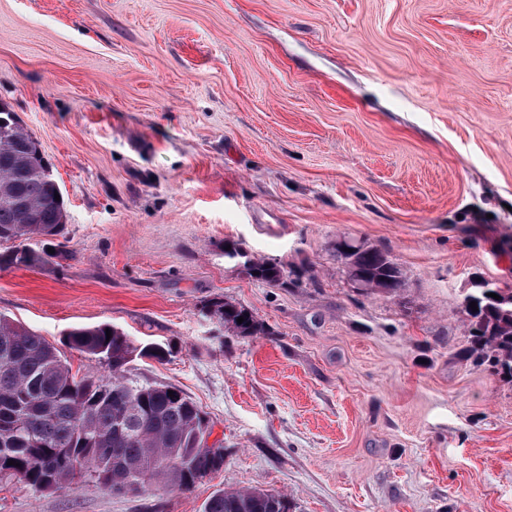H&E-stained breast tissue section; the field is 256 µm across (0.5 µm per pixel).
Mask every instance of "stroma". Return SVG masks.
I'll return each instance as SVG.
<instances>
[{
    "mask_svg": "<svg viewBox=\"0 0 512 512\" xmlns=\"http://www.w3.org/2000/svg\"><path fill=\"white\" fill-rule=\"evenodd\" d=\"M0 100L62 190L60 264L0 269V313L61 346L107 322L141 381L210 421L189 491L89 476L0 512H512V380L467 358L471 277L512 285V0H0ZM348 236L400 295L353 288ZM236 243L284 271L251 279ZM225 299L264 334L206 311ZM347 248L352 249V252L336 249V258L346 269H356L359 276L368 280L370 284L369 288L359 280L350 279L356 288L374 290L377 289L376 286H381L383 288L380 289L386 290L387 293H399L405 288L406 283L401 269L386 252L352 240ZM208 312L240 336H256L257 334H264L266 331L264 325L256 319L249 309L236 303L217 301L209 307ZM240 316L244 317L242 323L237 322ZM288 497L264 490L223 489L212 495L203 512H290Z\"/></svg>",
    "mask_w": 512,
    "mask_h": 512,
    "instance_id": "35a3bbf8",
    "label": "stroma"
}]
</instances>
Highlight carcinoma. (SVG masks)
<instances>
[{
    "instance_id": "cac0c4a2",
    "label": "carcinoma",
    "mask_w": 512,
    "mask_h": 512,
    "mask_svg": "<svg viewBox=\"0 0 512 512\" xmlns=\"http://www.w3.org/2000/svg\"><path fill=\"white\" fill-rule=\"evenodd\" d=\"M57 192L61 188L39 142L0 100V268L71 259L59 244L42 255L29 247L36 237L61 235L66 211ZM225 254L244 259L256 281L277 284L283 278L278 265L252 259L235 244ZM336 258L356 269L372 290L381 286L398 293L406 287L401 269L376 247L353 241L348 250H336ZM497 295L479 297L478 310L467 311L474 319L469 356L512 377V287ZM208 312L240 336L266 333L242 305L217 301ZM65 342L95 359L98 373L77 377L57 347L0 314V480L18 479L50 492L87 474L108 491L145 492L138 474L149 468L154 481L188 491L224 469V448L200 450L206 417L193 400L175 386L144 384L128 375L137 358L165 361L170 346L137 345L107 323L74 327ZM203 512H291V504L280 493L223 489Z\"/></svg>"
}]
</instances>
